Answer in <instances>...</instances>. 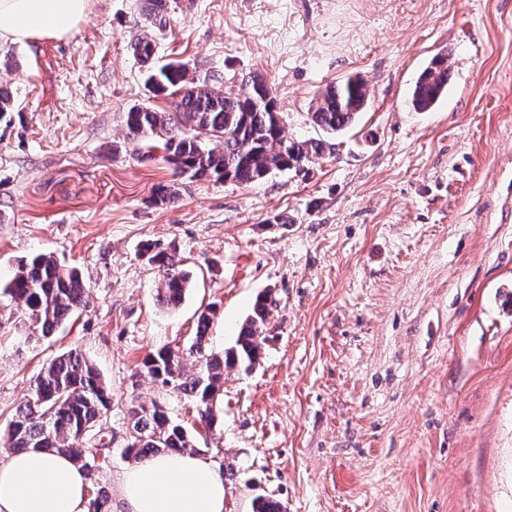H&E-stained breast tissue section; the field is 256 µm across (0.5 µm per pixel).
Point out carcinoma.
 I'll list each match as a JSON object with an SVG mask.
<instances>
[{
  "instance_id": "cac0c4a2",
  "label": "carcinoma",
  "mask_w": 512,
  "mask_h": 512,
  "mask_svg": "<svg viewBox=\"0 0 512 512\" xmlns=\"http://www.w3.org/2000/svg\"><path fill=\"white\" fill-rule=\"evenodd\" d=\"M143 10L153 23H169L167 0H144ZM133 55L143 64L146 82L154 94L173 97L171 110L150 105L125 113L127 137L138 150L149 153L162 147L164 160L175 172L191 178L213 177L239 184L260 181L275 171L298 168L320 156L324 139L295 141L283 135L282 113L272 88L259 77H252L237 93L199 85L188 78L186 66L170 62L156 67L151 63L154 45L148 35L130 40ZM448 90V58L437 55L418 76L411 105L418 112L429 110ZM367 89L362 79L350 76L329 86L317 99L311 120L323 133L335 136L346 130L364 110ZM203 134L219 139L208 147L199 140ZM179 191L172 185H159L153 192L157 205L177 201ZM151 253L161 277L159 298L167 306H178L189 288L190 275L181 267L177 254ZM3 294L21 304L27 319L42 335L85 309L86 284L80 272L67 268L53 256L39 254L20 265L3 289ZM272 298L257 297L252 313L240 329L234 344L220 352L210 349L206 340L209 315L200 316L197 335L188 354L199 367L190 373L182 365L179 352L162 347L147 355L144 371L161 387H169L189 401L199 421L212 426L214 405L223 391L224 370L239 367L248 371L260 358L261 335L269 318ZM112 411V398L96 368L77 350L60 354L43 365L30 392L15 407L4 433L9 450H55L71 455L93 479L98 466L91 458L109 459L111 442L100 437ZM130 428L122 455L142 459L166 451L193 449L186 427L172 419L166 407L153 402L129 410ZM110 496L95 486L88 512H108Z\"/></svg>"
}]
</instances>
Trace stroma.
Listing matches in <instances>:
<instances>
[{"label": "stroma", "mask_w": 512, "mask_h": 512, "mask_svg": "<svg viewBox=\"0 0 512 512\" xmlns=\"http://www.w3.org/2000/svg\"><path fill=\"white\" fill-rule=\"evenodd\" d=\"M166 29L141 0H90L68 37L9 44L14 110L0 118V284L46 253L79 269L88 308L52 336L0 296V425L43 362L79 348L112 392L117 496L128 411L160 403L224 476V512L256 497L284 512H512V0H174ZM195 82L269 84L285 134L351 75L370 103L334 147L251 185L175 176L135 154L124 116L168 108L129 48ZM448 93L410 92L436 54ZM161 184L178 202L154 205ZM176 245L191 286L157 300L143 246ZM274 304L252 370L224 372L212 429L140 368L166 346L182 365L201 313L230 347L259 294Z\"/></svg>", "instance_id": "obj_1"}]
</instances>
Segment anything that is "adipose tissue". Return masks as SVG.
Masks as SVG:
<instances>
[{
  "instance_id": "adipose-tissue-1",
  "label": "adipose tissue",
  "mask_w": 512,
  "mask_h": 512,
  "mask_svg": "<svg viewBox=\"0 0 512 512\" xmlns=\"http://www.w3.org/2000/svg\"><path fill=\"white\" fill-rule=\"evenodd\" d=\"M89 0H0V41L69 35ZM87 477L63 453L31 450L0 459V512H86ZM120 512H224V480L210 462L163 452L125 470Z\"/></svg>"
}]
</instances>
